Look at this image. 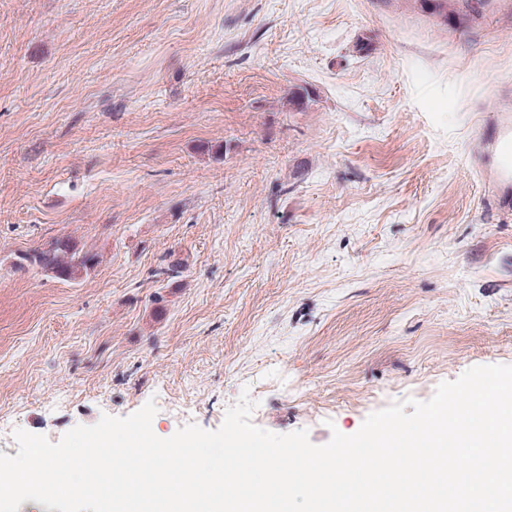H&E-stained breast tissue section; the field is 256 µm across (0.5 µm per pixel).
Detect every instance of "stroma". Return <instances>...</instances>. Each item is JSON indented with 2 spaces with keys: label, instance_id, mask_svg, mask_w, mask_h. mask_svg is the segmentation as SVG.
<instances>
[{
  "label": "stroma",
  "instance_id": "1",
  "mask_svg": "<svg viewBox=\"0 0 512 512\" xmlns=\"http://www.w3.org/2000/svg\"><path fill=\"white\" fill-rule=\"evenodd\" d=\"M504 113L512 0H0V452L245 390L323 445L512 364ZM62 235L87 276L17 267ZM486 137L495 146L491 157L497 172V181L490 190V199L499 213L512 214V124L510 120H500L494 127L483 130Z\"/></svg>",
  "mask_w": 512,
  "mask_h": 512
}]
</instances>
